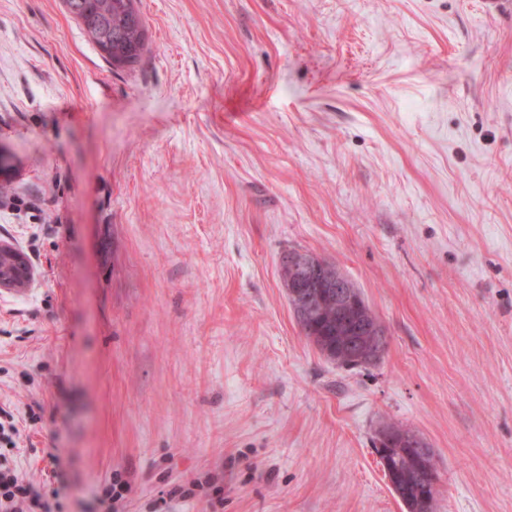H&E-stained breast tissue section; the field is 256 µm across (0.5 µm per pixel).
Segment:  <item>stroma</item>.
Wrapping results in <instances>:
<instances>
[{
	"mask_svg": "<svg viewBox=\"0 0 512 512\" xmlns=\"http://www.w3.org/2000/svg\"><path fill=\"white\" fill-rule=\"evenodd\" d=\"M488 2L136 0L146 50L115 69L63 0H0L25 480L63 512H405L373 446L396 423L437 512H512V7ZM288 250L360 290L377 363L303 336Z\"/></svg>",
	"mask_w": 512,
	"mask_h": 512,
	"instance_id": "stroma-1",
	"label": "stroma"
}]
</instances>
